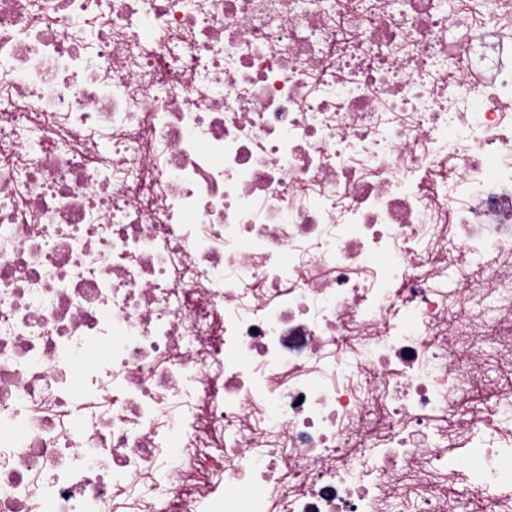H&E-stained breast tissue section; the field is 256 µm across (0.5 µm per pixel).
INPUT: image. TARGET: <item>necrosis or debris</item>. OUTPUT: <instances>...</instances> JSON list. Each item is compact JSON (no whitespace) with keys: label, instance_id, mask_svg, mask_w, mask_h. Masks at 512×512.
<instances>
[{"label":"necrosis or debris","instance_id":"1","mask_svg":"<svg viewBox=\"0 0 512 512\" xmlns=\"http://www.w3.org/2000/svg\"><path fill=\"white\" fill-rule=\"evenodd\" d=\"M90 4L0 0V512H512V0Z\"/></svg>","mask_w":512,"mask_h":512}]
</instances>
